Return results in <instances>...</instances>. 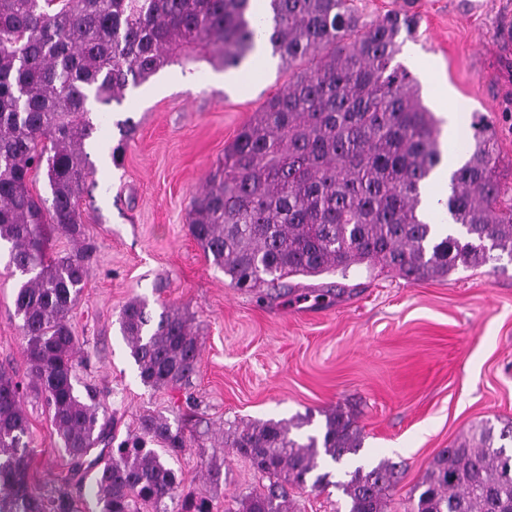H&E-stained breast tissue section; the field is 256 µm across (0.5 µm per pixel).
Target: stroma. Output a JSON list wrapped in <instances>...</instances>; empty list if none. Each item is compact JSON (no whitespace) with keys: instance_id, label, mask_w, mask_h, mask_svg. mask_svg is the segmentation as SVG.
<instances>
[{"instance_id":"35a3bbf8","label":"stroma","mask_w":512,"mask_h":512,"mask_svg":"<svg viewBox=\"0 0 512 512\" xmlns=\"http://www.w3.org/2000/svg\"><path fill=\"white\" fill-rule=\"evenodd\" d=\"M366 17L415 13L419 24L398 55L416 53L425 103L462 108L494 125L502 173L512 185V0H357ZM201 59L172 64L113 106L90 151L95 168L79 209L94 247L89 278L71 313L81 347L76 373L116 418L115 438L138 435V419L166 416L172 429L202 436L170 465L179 494L211 499L224 512L263 479L222 447L225 429L341 407L363 435L359 458L402 463L388 505L406 512L408 493L430 462L485 421L512 420V259L461 269L446 280L410 282L388 269L294 277L292 294L264 283L230 284L188 231L192 197L224 159V148L261 102L292 74L278 61L254 65L245 85L215 83ZM131 120L120 133L118 124ZM0 254V365L21 382L32 431L31 483L63 485L70 459L27 371L15 315L19 276ZM306 288L330 292L302 299ZM186 312L198 328L201 367L190 385L145 386L121 334L131 298ZM219 480H211V468Z\"/></svg>"}]
</instances>
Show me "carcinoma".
Segmentation results:
<instances>
[{
    "mask_svg": "<svg viewBox=\"0 0 512 512\" xmlns=\"http://www.w3.org/2000/svg\"><path fill=\"white\" fill-rule=\"evenodd\" d=\"M416 26L400 11L367 19L354 0H266L261 14L252 0H0V243L9 245L8 268L22 277L14 305L30 378L72 476L80 484L96 471L99 512H168L177 484L169 460L196 438L147 414L143 437L114 448L108 407L92 389L76 387L80 347L70 317L90 273L78 204L94 173L92 105H119L129 87L200 51L237 69L262 35L293 80L261 103L191 201L190 235L231 285L344 275L360 264L416 282L512 260V201L485 120L452 147L468 156L434 212L452 224L421 213L422 189L444 152L441 121L394 63L398 36ZM302 62L308 67L294 71ZM41 173L49 200L32 192ZM53 227L79 247L48 256ZM120 330L144 385L182 386L198 373L199 337L180 309L165 306L155 316L133 298ZM322 416L314 434H294L300 424L273 419L225 432L224 447L268 483L224 512H295L292 490L306 487L319 454L338 463L360 451V432L345 412ZM30 440L20 383L0 369V512H79L66 484L46 496L32 491ZM507 441L512 421L499 428L487 421L441 450L411 489L407 512H512ZM400 470L384 459L345 472L336 488L348 512H388ZM177 512H213V504L186 496Z\"/></svg>",
    "mask_w": 512,
    "mask_h": 512,
    "instance_id": "1",
    "label": "carcinoma"
}]
</instances>
